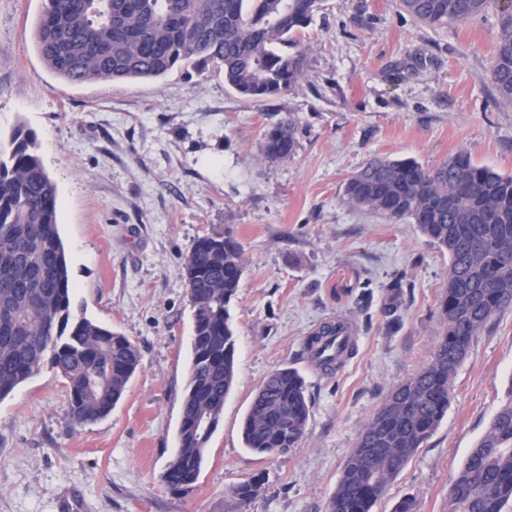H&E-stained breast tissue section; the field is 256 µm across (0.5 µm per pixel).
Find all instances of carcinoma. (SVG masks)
<instances>
[{"instance_id": "carcinoma-1", "label": "carcinoma", "mask_w": 512, "mask_h": 512, "mask_svg": "<svg viewBox=\"0 0 512 512\" xmlns=\"http://www.w3.org/2000/svg\"><path fill=\"white\" fill-rule=\"evenodd\" d=\"M319 0H47L36 25L38 53L65 83L159 79L174 68L212 67L247 100L286 94L298 84L305 51L297 36ZM428 27L464 26L493 9L498 34L489 79L512 105V6L504 0H399ZM298 127L288 117L270 126L262 151L296 152ZM347 201L390 219H409L448 252L440 300L445 334L431 359L396 385L360 431L327 512H371L392 478L436 430L454 397L453 377L471 339L512 309V176L476 165L465 152L425 168L411 160L373 159L346 184ZM245 266L228 236L199 238L184 273L193 307L192 361L182 403V435L164 481L191 486L219 423L234 379L235 339L229 303ZM348 326L328 320L311 332L306 353L333 370L354 354L336 350ZM69 384L68 415L82 426L107 417L141 366L137 344L85 318L71 320L66 253L57 228V187L35 134L18 126L0 150V400L45 364ZM311 412L304 378L271 372L243 425L246 448L285 458L298 447ZM261 485L230 490L246 512ZM448 512H512V395L494 415L448 486Z\"/></svg>"}]
</instances>
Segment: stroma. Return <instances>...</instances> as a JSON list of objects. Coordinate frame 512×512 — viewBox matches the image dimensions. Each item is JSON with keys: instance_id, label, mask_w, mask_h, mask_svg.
<instances>
[{"instance_id": "obj_1", "label": "stroma", "mask_w": 512, "mask_h": 512, "mask_svg": "<svg viewBox=\"0 0 512 512\" xmlns=\"http://www.w3.org/2000/svg\"><path fill=\"white\" fill-rule=\"evenodd\" d=\"M44 0H0V149L35 132L57 186L70 310L127 336L142 364L111 414L67 415L51 367L0 400V512H232L229 491L262 483L247 512H326L361 429L442 337L448 254L407 220L351 206L347 180L374 158L425 167L465 151L512 175V106L488 78L497 17L426 27L398 0H320L301 38L297 87L250 102L213 72L63 84L35 43ZM292 117L295 154L271 160L265 130ZM203 236H229L245 270L229 309L235 378L192 488L162 480L178 447L192 360L184 265ZM402 278L392 298L390 283ZM351 325L354 355L326 371L304 343ZM296 369L311 401L288 458L246 448L242 425L265 377ZM433 435L372 512L413 498L448 512V482L512 387V310L475 336Z\"/></svg>"}]
</instances>
